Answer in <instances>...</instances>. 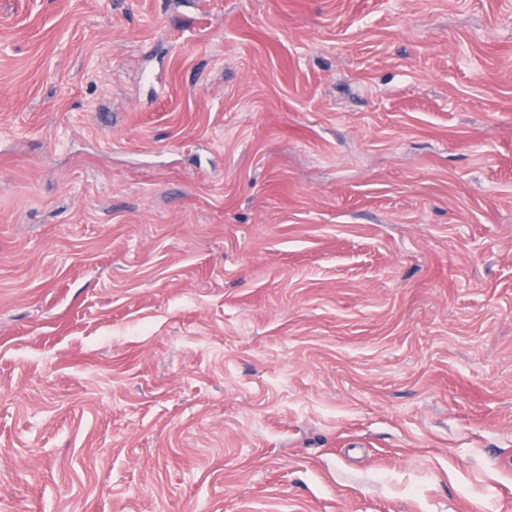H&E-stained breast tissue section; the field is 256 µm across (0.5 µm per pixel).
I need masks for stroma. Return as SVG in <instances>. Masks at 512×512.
<instances>
[{"label":"stroma","mask_w":512,"mask_h":512,"mask_svg":"<svg viewBox=\"0 0 512 512\" xmlns=\"http://www.w3.org/2000/svg\"><path fill=\"white\" fill-rule=\"evenodd\" d=\"M512 0H0V512H507Z\"/></svg>","instance_id":"1"}]
</instances>
